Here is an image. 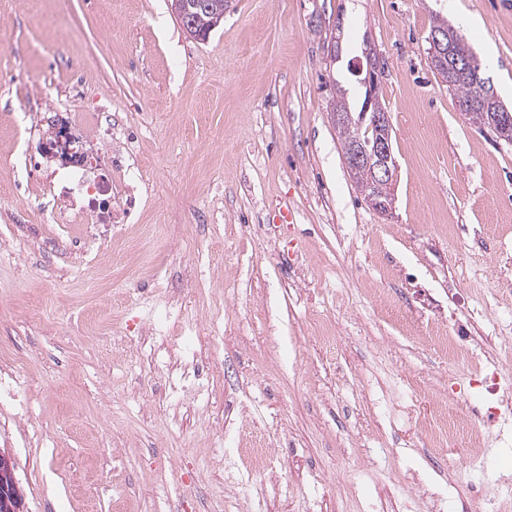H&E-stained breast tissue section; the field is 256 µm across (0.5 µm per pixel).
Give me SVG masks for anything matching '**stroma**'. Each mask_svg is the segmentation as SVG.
Instances as JSON below:
<instances>
[{
    "instance_id": "35a3bbf8",
    "label": "stroma",
    "mask_w": 512,
    "mask_h": 512,
    "mask_svg": "<svg viewBox=\"0 0 512 512\" xmlns=\"http://www.w3.org/2000/svg\"><path fill=\"white\" fill-rule=\"evenodd\" d=\"M437 16L512 107V0H231L204 42L167 0H0V377L19 383L0 449L25 512H461L468 482L503 494L512 414L466 357L512 382V144L431 67ZM368 40L388 216L329 120L337 86L360 106L347 63ZM96 103L112 122L82 141L130 215L54 223L19 185L80 208L37 147ZM440 413L478 436L432 451ZM257 440L255 473L237 451Z\"/></svg>"
}]
</instances>
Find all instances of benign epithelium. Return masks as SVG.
I'll return each instance as SVG.
<instances>
[{"label":"benign epithelium","instance_id":"7a95c632","mask_svg":"<svg viewBox=\"0 0 512 512\" xmlns=\"http://www.w3.org/2000/svg\"><path fill=\"white\" fill-rule=\"evenodd\" d=\"M171 11L183 23V30L196 40H205L207 34L195 27L192 17L194 11L203 10L211 16V28L218 27L224 19L225 6L215 0H170ZM428 41L430 57L436 61L453 68H461L458 57L451 54L448 49V32L434 29L430 32ZM351 73L358 78V82L365 89V99L361 111L368 118L370 126L382 131L374 141L367 143L350 153L347 159L348 170L355 172L361 167L370 170L380 193L366 197L371 207L383 215L390 214L392 206L380 201L385 193L394 191L397 182V165L392 151V122L387 112H377L373 107L381 88V78L384 71L382 56L370 41H365L362 56L349 63ZM473 90L470 104L476 105L485 97L491 95L488 82L480 74L468 75ZM487 128L495 133L500 140L510 141L512 133V114L509 112H493L488 118ZM76 136L62 118L55 119L52 131L39 145L41 154L49 161H60L70 164L83 157V153L75 150ZM0 497L7 503L13 504V509L19 510L23 493L14 474V463L11 455L0 449Z\"/></svg>","mask_w":512,"mask_h":512}]
</instances>
